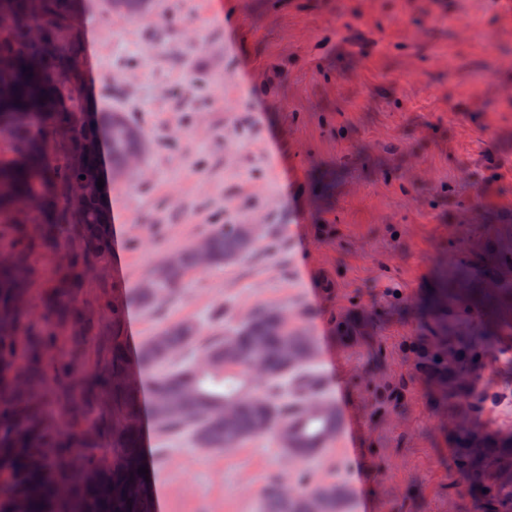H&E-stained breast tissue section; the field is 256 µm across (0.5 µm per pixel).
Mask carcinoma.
Returning a JSON list of instances; mask_svg holds the SVG:
<instances>
[{
	"label": "carcinoma",
	"mask_w": 512,
	"mask_h": 512,
	"mask_svg": "<svg viewBox=\"0 0 512 512\" xmlns=\"http://www.w3.org/2000/svg\"><path fill=\"white\" fill-rule=\"evenodd\" d=\"M77 0H41V13L31 0H0V140L11 146L0 153V223L14 225L9 248L0 247V512H155L152 481L138 473L150 467L143 448L141 400L126 379L130 361L120 339L112 337L108 366L80 376L59 369L46 359L56 324L76 319L71 293L86 275L84 254L67 256L43 307L44 331L24 337L30 310L28 296L37 272L27 261L36 246L55 244L58 225L70 212L67 192L81 176L100 175L97 145L106 140L114 169L146 152L143 132L121 114L94 115L74 99V81L52 85L48 76L72 67L82 43L67 36ZM113 12L138 17L149 0H109ZM37 110L27 124L12 123L17 112ZM69 136L70 154L51 155L50 137ZM41 200L38 220L42 232L28 227L20 208L27 198ZM88 250L105 254L111 247V217L102 200L90 202L75 216ZM242 226L215 231L210 244L212 265L232 263L245 255L240 248ZM199 266L195 246L164 257L155 267L151 287L141 300L153 306L182 287ZM512 243L488 257L465 256L440 275L441 288L433 300L435 313L419 372L448 413L468 415L476 426L448 433L455 467L481 512H512V428L484 420L487 399L474 387V376L486 355L508 336L512 313H499L512 302ZM494 279L470 307L468 281ZM199 335L190 321L160 328L136 353V364L152 370L190 348ZM313 357L310 339L296 331L288 318L268 309L239 323L209 344L203 356L159 373L153 382L151 414L163 431L187 429L197 447L226 450L270 431L277 432L282 451L299 463L317 455L336 432V412H316L326 402L318 381L305 366ZM262 367L264 393L250 390L251 367ZM69 393L68 425L57 421L47 394L52 385ZM99 397L112 399L125 423L114 427L117 452L104 461L88 452L97 442L85 426L86 406ZM345 487L315 484L284 492L270 481L258 512H341Z\"/></svg>",
	"instance_id": "cac0c4a2"
}]
</instances>
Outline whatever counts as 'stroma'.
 Listing matches in <instances>:
<instances>
[{"mask_svg":"<svg viewBox=\"0 0 512 512\" xmlns=\"http://www.w3.org/2000/svg\"><path fill=\"white\" fill-rule=\"evenodd\" d=\"M105 2L71 22L100 34L74 98L123 113L149 147L109 185L111 250L87 255L71 298L86 324L57 327L48 360L97 372L110 337L134 352L186 320L198 352L281 310L315 345L335 436L292 466L275 435L215 452L143 416L164 512H256L274 477L344 485L343 512H475L448 494V412L416 364L438 273L512 239V16L485 0H152L132 19ZM225 224L252 227L249 255L140 304L163 256ZM79 246L71 222L29 254L33 306ZM475 386L512 427V368L490 356Z\"/></svg>","mask_w":512,"mask_h":512,"instance_id":"stroma-1","label":"stroma"}]
</instances>
